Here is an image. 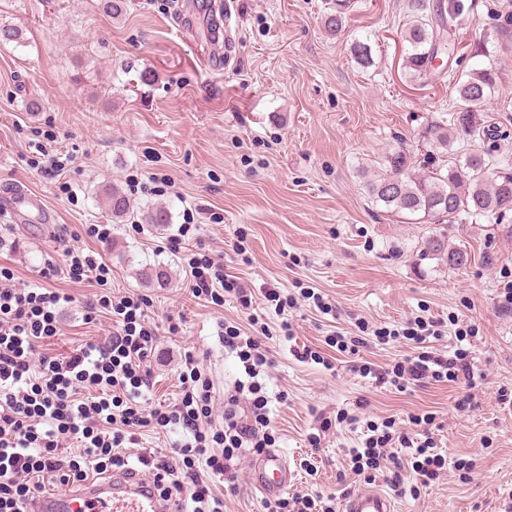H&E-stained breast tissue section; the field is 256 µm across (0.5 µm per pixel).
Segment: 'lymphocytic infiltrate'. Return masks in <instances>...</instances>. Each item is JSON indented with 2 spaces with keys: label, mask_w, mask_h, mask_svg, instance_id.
Instances as JSON below:
<instances>
[{
  "label": "lymphocytic infiltrate",
  "mask_w": 512,
  "mask_h": 512,
  "mask_svg": "<svg viewBox=\"0 0 512 512\" xmlns=\"http://www.w3.org/2000/svg\"><path fill=\"white\" fill-rule=\"evenodd\" d=\"M63 265L47 263L44 279L66 274L74 283L95 281L101 291L84 301L83 319L103 315L111 326L105 338L75 347L66 357L44 352L60 332L59 314L73 295L39 285L17 286L13 273L0 269V512H29L48 488L81 487L89 478L115 471H145L162 499L181 512H224V497L237 493L235 462L243 450L272 447L270 397L266 379L274 361L259 337L222 325L225 349L241 360L245 381L213 415V384L192 351L183 354L180 397L169 405L151 402L153 365L159 338L150 303L138 294H115L110 268L90 248L64 250ZM188 286L194 298L221 303L233 294L250 324L254 293L226 275L222 256L198 249L188 260ZM444 323L434 318L407 321L393 337L414 342L416 350L386 367L360 366L362 376L381 388L403 390L430 382L458 384L457 411L476 405L480 376L467 349L436 348ZM433 415H412L407 426L395 420L371 423L357 446L346 449L352 474H378L397 495H417L445 473L463 469L462 460L438 448ZM178 433L168 451L127 453V445L147 433ZM76 441L79 453L66 451Z\"/></svg>",
  "instance_id": "obj_1"
}]
</instances>
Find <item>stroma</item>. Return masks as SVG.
Listing matches in <instances>:
<instances>
[{"label": "stroma", "mask_w": 512, "mask_h": 512, "mask_svg": "<svg viewBox=\"0 0 512 512\" xmlns=\"http://www.w3.org/2000/svg\"><path fill=\"white\" fill-rule=\"evenodd\" d=\"M211 2L128 0L126 13L114 19L100 0H0V21L23 29L25 38L0 47V192L25 188L52 215L46 225L0 222V267L22 284L91 296L92 287L64 275L39 276L45 257L64 248L62 229L78 233L80 245L103 254L115 291L151 303L163 349L154 365V401L176 398L180 355L188 349L200 356L219 410L243 368L225 352L218 326L248 323L233 296L217 306L190 295L186 252L169 242L179 225L195 222L200 239L223 252L225 274L285 295L310 287L333 306L327 315L306 304L281 313L264 303L258 308L272 334L267 390L274 448L294 474L288 494L365 489L363 478L348 474L344 455L365 422L430 412L442 426L439 446L473 460L474 470L466 480L444 476L416 499L392 496L394 512H502L512 499V410L497 401L499 388L512 389V308L504 301L512 235L484 220L453 225L450 241L466 248L468 260L449 267L421 255L432 225L402 223L363 189L365 170L383 152L402 145L424 157L427 125L447 116L456 97L447 73L409 78L400 37L407 0H349L335 34L324 21L336 0H234L235 60L214 72L197 62L213 47ZM470 3L456 29L451 67L476 66L470 47L486 41L501 75L484 117L500 138L454 148L512 156V34L498 31L512 5ZM357 40L370 45L371 65L355 59ZM36 129L73 158L61 180L30 164ZM134 170L171 180L164 193L147 189L131 197L139 207H167L170 224H112L100 191L126 187ZM63 181L75 199L60 190ZM107 223V240L87 236L89 225ZM146 265L166 268L168 281L144 285L137 271ZM418 316H455L475 326L476 336L460 342L450 333L437 346L471 351L483 377L478 407L456 411L450 382L402 392L372 386L351 369L347 354L326 344L331 332L353 336L367 323L371 334L360 355L382 365L409 353L411 344L379 341L373 329H396ZM171 317L181 322L179 335L167 333ZM285 321L293 340L280 334ZM102 332V325L84 323L75 306L62 313L61 334L47 349L65 357ZM304 345L332 359L334 371L298 361L294 351ZM340 412L356 415L357 423H336ZM326 419L332 426L320 451L311 452L306 435ZM258 460L242 454L240 488L225 499L224 512H266L265 497L251 484Z\"/></svg>", "instance_id": "1"}]
</instances>
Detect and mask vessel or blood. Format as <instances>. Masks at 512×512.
<instances>
[{
	"label": "vessel or blood",
	"mask_w": 512,
	"mask_h": 512,
	"mask_svg": "<svg viewBox=\"0 0 512 512\" xmlns=\"http://www.w3.org/2000/svg\"><path fill=\"white\" fill-rule=\"evenodd\" d=\"M9 213L17 222L46 224L51 220L41 198L24 191L14 195ZM291 480L286 459L275 450L265 453L252 477L255 488L268 498L284 492ZM33 512H178V508L161 499L144 479L120 471L103 481L91 480L80 492L42 496ZM344 512H392V505L381 492L361 490L346 499Z\"/></svg>",
	"instance_id": "1"
}]
</instances>
